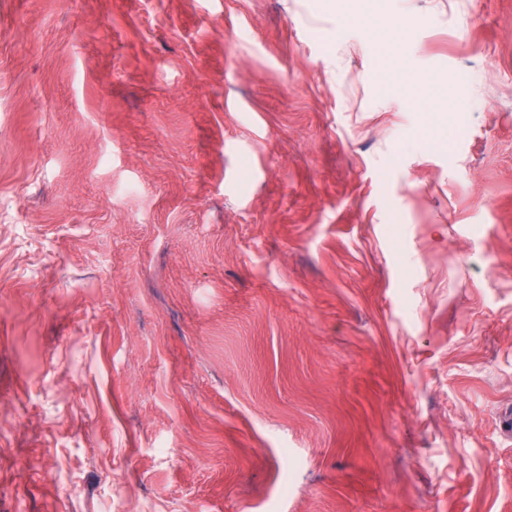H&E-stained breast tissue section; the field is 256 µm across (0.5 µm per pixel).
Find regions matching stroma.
<instances>
[{"label":"stroma","instance_id":"35a3bbf8","mask_svg":"<svg viewBox=\"0 0 512 512\" xmlns=\"http://www.w3.org/2000/svg\"><path fill=\"white\" fill-rule=\"evenodd\" d=\"M0 512H512V0H0ZM407 90L414 96L421 98L424 112H442L438 108L439 100L436 94L429 89L428 84L423 79L413 76L407 84Z\"/></svg>","mask_w":512,"mask_h":512}]
</instances>
